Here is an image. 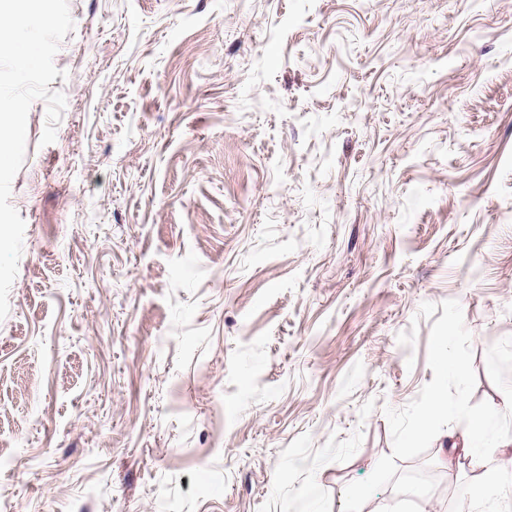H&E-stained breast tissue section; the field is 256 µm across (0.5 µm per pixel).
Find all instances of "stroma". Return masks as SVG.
<instances>
[{
	"label": "stroma",
	"instance_id": "stroma-1",
	"mask_svg": "<svg viewBox=\"0 0 512 512\" xmlns=\"http://www.w3.org/2000/svg\"><path fill=\"white\" fill-rule=\"evenodd\" d=\"M68 2L12 181L0 512H342L433 378L425 302L512 436V0ZM464 433L373 502L461 512Z\"/></svg>",
	"mask_w": 512,
	"mask_h": 512
}]
</instances>
